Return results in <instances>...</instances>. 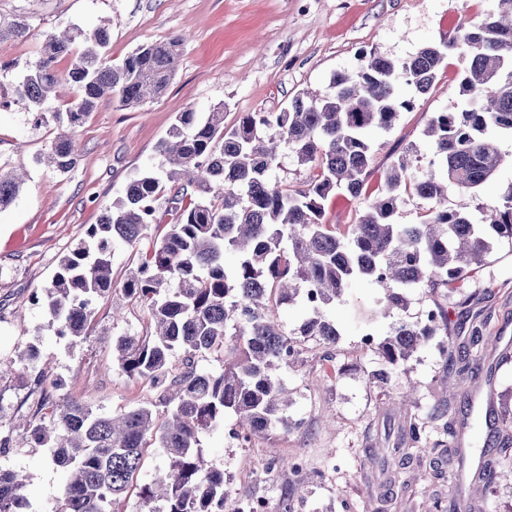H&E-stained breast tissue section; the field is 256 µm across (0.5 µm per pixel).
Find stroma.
<instances>
[{
    "label": "stroma",
    "instance_id": "35a3bbf8",
    "mask_svg": "<svg viewBox=\"0 0 512 512\" xmlns=\"http://www.w3.org/2000/svg\"><path fill=\"white\" fill-rule=\"evenodd\" d=\"M495 0H0V20H23L27 33L0 41V85L12 87L26 65L38 55L47 33L71 27L92 30L110 24L107 47L118 61L142 44L182 36L177 73L166 90L136 109L101 99L75 134L77 161L57 172L40 158L50 148L58 126L37 122L26 105L0 110V166L25 172L17 200L0 211V435L11 447L0 454V467L22 472L32 512H57L64 473L48 448L34 444L27 423L40 396L35 375L22 371L19 357L37 346L51 363L47 377L60 397L80 399L96 411L115 413L157 403L160 391L113 368L112 342L120 336L150 335V320L140 303L120 289L127 270L138 260L135 252L115 245L111 297L99 300L86 336L74 340L57 335L46 313L19 308L22 298L48 285L60 259L98 223L107 206L120 197L139 172L158 166V141L179 112L209 111L224 106L225 125L245 112H278L299 92L332 94L335 74L354 69L360 56L375 52L402 60L421 48L455 37L462 18H483ZM463 63L450 56L439 71L433 95L418 98L412 110L401 111L394 128L369 134L373 167L361 196L336 192L325 203L324 221L352 224L374 197L384 174L403 149L417 145L428 153L423 128L431 113L457 110ZM506 162L478 195L449 189L446 206L477 212L481 205L512 193V138L498 143ZM492 253L479 271L449 295L415 289L405 320L434 305L448 311V338L468 344L471 325L481 320L498 336L496 350L481 352L480 364L467 389H457L452 359L437 344L423 347L392 379L394 391L415 387L416 414L450 400L446 421L430 424L432 439L452 448H480L484 435L475 422L488 407L512 420V239L494 237ZM374 291L365 281L354 282L349 302H337L331 313L343 336L334 366L321 369L318 344L289 373V415L300 429L274 430L243 447L234 437L236 419L201 438L211 463L223 468L229 498L251 491L277 502L285 487L281 477L259 474L269 455L304 456L310 468V491L302 512H342L341 500L354 512H379V486L385 476L361 463L371 448L397 443L404 416L394 397L383 396L370 382L376 357L361 344L353 300Z\"/></svg>",
    "mask_w": 512,
    "mask_h": 512
}]
</instances>
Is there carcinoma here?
Returning <instances> with one entry per match:
<instances>
[{
    "label": "carcinoma",
    "mask_w": 512,
    "mask_h": 512,
    "mask_svg": "<svg viewBox=\"0 0 512 512\" xmlns=\"http://www.w3.org/2000/svg\"><path fill=\"white\" fill-rule=\"evenodd\" d=\"M84 48L74 49L76 39ZM110 31L100 25L75 35L49 33L38 57L15 85L17 99L39 119L51 114L60 132L45 155L59 172L76 161L73 133L97 102L108 96L128 109L161 94L176 74L183 38L171 36L142 45L114 64L107 58ZM463 60L459 95L462 108L434 112L423 135L429 154L407 146L385 172L378 195L354 224H326L324 202L339 188L362 194L372 164L367 134L391 130L415 97L433 93L448 55ZM70 58L62 71L58 60ZM404 76L415 96H400ZM328 96L298 93L280 112H247L224 125V104L200 114L178 113L156 152L159 168L134 177L124 194L87 229L60 261L52 282L34 289L22 303L42 309L56 334L84 335L92 302L112 295V245L136 248L151 229V243L122 282L125 295L142 304L155 326L150 339L121 336L114 367L161 390L164 418L150 405L100 415L76 398L50 399L42 388L50 363L31 346L22 358L28 372L39 370L38 423L30 435L55 450L53 463L66 474L59 512H115L114 505L138 489L141 512H213L225 503L224 470L200 447L203 435L235 415L250 440L272 428L288 432L298 422L288 416V387L282 373L303 361L306 344L322 346V366L333 362L342 331L328 309L343 300L351 283L364 279L379 292L358 310L369 324L403 310L409 289L458 288L484 264L492 242L470 214L442 204L452 184L475 193L504 162L496 136L512 134V0L482 21H463L451 41L426 46L395 61L371 53L358 68L337 75ZM76 89L66 111L52 106L55 90ZM301 166L316 173L300 189L271 177L281 145ZM20 178L0 171V211L19 196ZM433 202L417 224L394 222L402 193ZM165 197V206L156 202ZM491 228L512 238V192L485 205ZM237 263L224 266V254ZM302 302L305 315L288 333L275 307ZM448 335V310L427 309L413 321L398 319L370 350L378 357L371 380L384 394L395 370L435 337ZM218 353V374L197 369V358ZM181 358V368L172 363ZM488 442L477 468L483 493L496 483L499 468L512 465L509 437L488 412ZM155 446L162 462L151 478L137 484L145 450ZM388 474L380 500L391 503L396 482L416 463L440 479L445 469L464 471L465 454L428 439V421L409 418L399 442L384 455H367ZM307 461L272 457L267 475L291 474L276 512H297L306 496ZM27 477L0 468V512H20L27 502Z\"/></svg>",
    "instance_id": "carcinoma-1"
}]
</instances>
